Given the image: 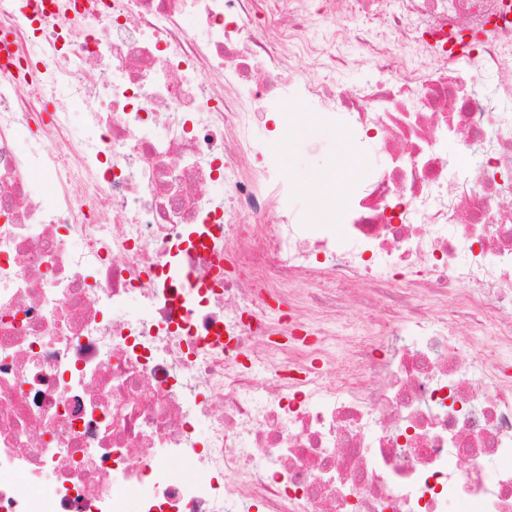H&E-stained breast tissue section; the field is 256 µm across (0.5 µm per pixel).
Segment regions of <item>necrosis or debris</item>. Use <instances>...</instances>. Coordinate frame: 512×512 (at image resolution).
<instances>
[{
	"instance_id": "obj_1",
	"label": "necrosis or debris",
	"mask_w": 512,
	"mask_h": 512,
	"mask_svg": "<svg viewBox=\"0 0 512 512\" xmlns=\"http://www.w3.org/2000/svg\"><path fill=\"white\" fill-rule=\"evenodd\" d=\"M296 99L382 151L340 224L255 134ZM463 505L512 512V0H0V512ZM341 54L350 61L340 73V80L346 87L352 88L362 85L366 78V70L353 64L352 61L359 57L360 49L355 42H346L340 47Z\"/></svg>"
}]
</instances>
